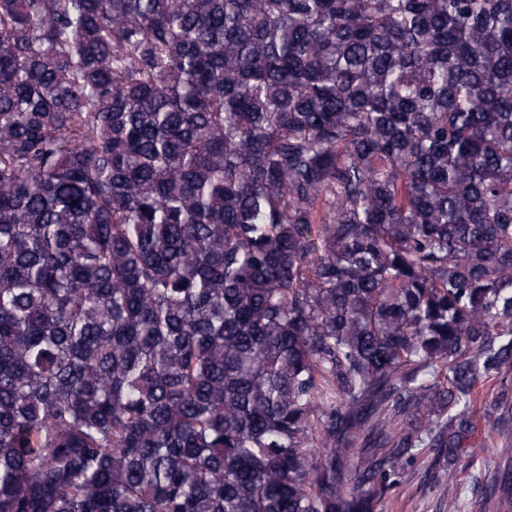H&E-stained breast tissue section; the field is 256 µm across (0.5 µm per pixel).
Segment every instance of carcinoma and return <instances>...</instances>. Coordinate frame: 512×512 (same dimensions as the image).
<instances>
[{
  "instance_id": "cac0c4a2",
  "label": "carcinoma",
  "mask_w": 512,
  "mask_h": 512,
  "mask_svg": "<svg viewBox=\"0 0 512 512\" xmlns=\"http://www.w3.org/2000/svg\"><path fill=\"white\" fill-rule=\"evenodd\" d=\"M511 371L512 0H0V512H458ZM480 387L488 394L482 402L474 405L471 417L477 425L476 432L464 443L455 463L456 482L460 491V512H485L487 478L496 474L498 456L493 448L494 433L486 424V412L491 413L492 400L500 382L497 378L482 379ZM489 432V433H488ZM443 463L432 469L431 456L426 452L418 455L400 486L380 502L378 512H448L430 489L442 474Z\"/></svg>"
}]
</instances>
